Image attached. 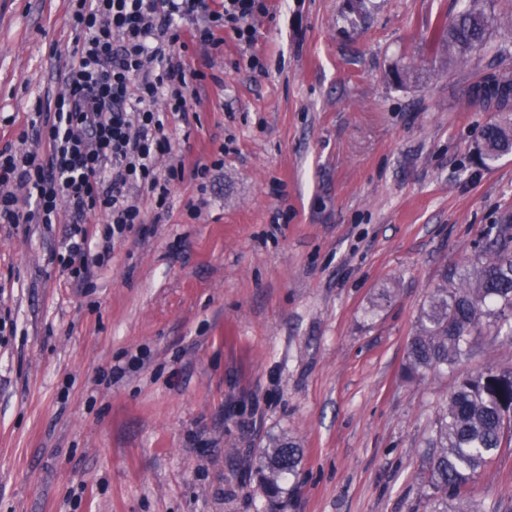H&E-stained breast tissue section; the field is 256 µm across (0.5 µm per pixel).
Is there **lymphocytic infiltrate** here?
<instances>
[{
	"mask_svg": "<svg viewBox=\"0 0 512 512\" xmlns=\"http://www.w3.org/2000/svg\"><path fill=\"white\" fill-rule=\"evenodd\" d=\"M75 47L54 98L37 99L22 141L45 153L0 149V224L52 225L73 206L72 231L56 261L74 282L103 263L116 240L141 223L142 199L166 208L175 185L207 183L223 160L166 169L169 115L192 111L190 87L204 80L183 53L194 43L214 53L232 32L241 48L255 40L253 19L266 0H69Z\"/></svg>",
	"mask_w": 512,
	"mask_h": 512,
	"instance_id": "obj_1",
	"label": "lymphocytic infiltrate"
}]
</instances>
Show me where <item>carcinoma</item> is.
<instances>
[{
  "label": "carcinoma",
  "mask_w": 512,
  "mask_h": 512,
  "mask_svg": "<svg viewBox=\"0 0 512 512\" xmlns=\"http://www.w3.org/2000/svg\"><path fill=\"white\" fill-rule=\"evenodd\" d=\"M480 0L449 24L437 27L430 49L464 62L485 45L491 20ZM491 97L506 106L512 79L495 75ZM512 152V124L490 123L482 132L480 159L487 166ZM512 342V226L503 224L483 256L462 269L443 272L418 315L406 348L410 378L448 371L469 355L472 336L482 329ZM512 447V369L485 368L460 378L448 395L431 439L429 473L421 491L427 512L475 510L472 490L478 475L504 448ZM303 452L285 437L260 450L255 477L271 505L285 493V480L298 473Z\"/></svg>",
  "instance_id": "1"
}]
</instances>
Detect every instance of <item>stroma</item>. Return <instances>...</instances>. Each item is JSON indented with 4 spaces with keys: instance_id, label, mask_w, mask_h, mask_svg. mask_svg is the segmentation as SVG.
Returning a JSON list of instances; mask_svg holds the SVG:
<instances>
[{
    "instance_id": "1",
    "label": "stroma",
    "mask_w": 512,
    "mask_h": 512,
    "mask_svg": "<svg viewBox=\"0 0 512 512\" xmlns=\"http://www.w3.org/2000/svg\"><path fill=\"white\" fill-rule=\"evenodd\" d=\"M348 3L269 0L254 68L229 32L223 54L189 47L209 78L198 121L169 120L173 152L224 167L164 212L143 202L82 285L49 260L68 223L0 224V512H269L254 470L282 436L303 461L278 512L418 507L460 376L512 367L483 334L455 371L404 375L441 270L512 224V153L478 160L501 114L475 97L512 78V9L483 0L487 44L448 67L429 39L467 0ZM68 5L0 0V149L55 86ZM474 501L512 512V449Z\"/></svg>"
}]
</instances>
